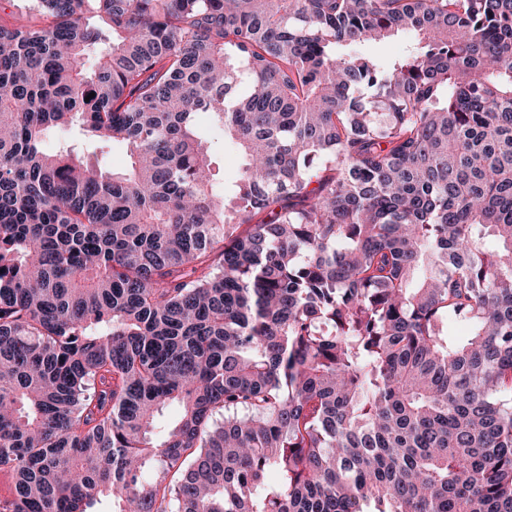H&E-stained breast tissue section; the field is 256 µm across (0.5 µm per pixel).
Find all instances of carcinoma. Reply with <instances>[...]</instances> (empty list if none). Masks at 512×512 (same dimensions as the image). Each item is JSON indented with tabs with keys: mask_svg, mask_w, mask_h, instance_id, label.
Listing matches in <instances>:
<instances>
[{
	"mask_svg": "<svg viewBox=\"0 0 512 512\" xmlns=\"http://www.w3.org/2000/svg\"><path fill=\"white\" fill-rule=\"evenodd\" d=\"M34 2L0 512H512V0ZM212 152L216 163L220 166L226 179H231L237 170V148L236 146L225 141L219 134L212 135Z\"/></svg>",
	"mask_w": 512,
	"mask_h": 512,
	"instance_id": "1",
	"label": "carcinoma"
}]
</instances>
